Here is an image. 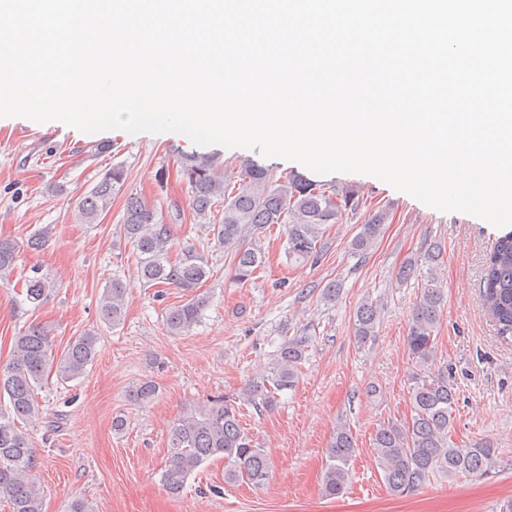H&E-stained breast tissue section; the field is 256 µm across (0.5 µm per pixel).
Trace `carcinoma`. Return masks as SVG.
<instances>
[{
  "label": "carcinoma",
  "mask_w": 512,
  "mask_h": 512,
  "mask_svg": "<svg viewBox=\"0 0 512 512\" xmlns=\"http://www.w3.org/2000/svg\"><path fill=\"white\" fill-rule=\"evenodd\" d=\"M180 174L188 188L189 204L201 223L220 245H235L232 278L246 285L262 273L266 253L262 240L277 225L284 226L285 253L296 262H316L325 245L327 226L364 207L353 188L329 189L302 175L287 172L278 177L269 170L247 164L231 181L219 172L213 156L185 155ZM126 170L114 165L75 203L74 219L79 224H96L112 207V197L124 186ZM221 208L218 221L211 220ZM386 214L368 216L352 241L353 254L364 258L383 233ZM123 235L136 255V274L146 287L172 285L193 293L210 275L208 264L191 249L170 257V225L157 209L136 195L125 199ZM21 244L0 239V281L10 280L17 267ZM441 245L434 244L417 259L402 264L396 281L404 284L425 275L423 291L409 320L406 337L414 363L411 392L412 413L404 423L381 425L372 438V448L383 480L394 496H405L422 488L436 475L455 478L463 474L488 475L500 464L497 449L485 442L459 445L452 440L456 391L448 382V369L438 365L435 331L445 306L444 289L435 277L441 265ZM485 309L499 336L512 340V231L498 237L487 257L481 276ZM26 299L40 303L55 287L46 277L25 280ZM126 284L114 278L100 300L102 321L112 327L124 319ZM205 300L194 296L171 307L166 325L173 334L192 330L200 321ZM380 307L373 301L361 303L355 313L354 338L364 346L377 333ZM309 338L294 335L276 348L274 358L261 376L253 379L237 396L217 395L184 411L169 427V460L162 483L172 496L180 495L191 475L212 458L224 459V483L247 481L260 486L269 478L271 459L253 444L241 423V406L271 411L280 394L295 386L305 360ZM98 353L97 337L75 338L57 355L51 329L28 327L15 340L9 362L0 367V396L9 401V411L0 412V497L9 500L11 512H42L43 490L35 481L39 458L20 421L39 417L35 391L51 371L62 379L81 376ZM156 386L146 381L129 394L136 405L154 400ZM356 442L349 424L339 421L327 448L322 476L326 495L342 493Z\"/></svg>",
  "instance_id": "cac0c4a2"
}]
</instances>
